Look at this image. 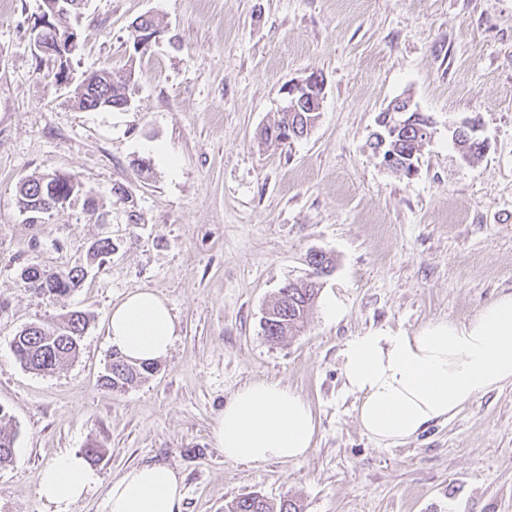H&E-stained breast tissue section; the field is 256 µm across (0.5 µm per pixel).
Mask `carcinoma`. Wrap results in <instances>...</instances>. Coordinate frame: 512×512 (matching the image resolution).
<instances>
[{
	"instance_id": "carcinoma-1",
	"label": "carcinoma",
	"mask_w": 512,
	"mask_h": 512,
	"mask_svg": "<svg viewBox=\"0 0 512 512\" xmlns=\"http://www.w3.org/2000/svg\"><path fill=\"white\" fill-rule=\"evenodd\" d=\"M130 79L131 76L127 74L110 70L91 74L82 80L87 92L74 97V101L83 110H123L130 102ZM315 117L314 112H281L277 120L261 130L260 138L265 144H289L308 134L314 127ZM398 142V151L402 156L398 171L408 176L412 171L411 157L414 150L419 148L417 134L405 131L399 134ZM80 191L81 187L72 175L47 174L24 181L19 189L17 204L32 223L42 227L47 213L64 205ZM115 250L116 244L109 237L97 239L89 247V253L102 261ZM309 264L312 266L311 278L302 283H285L279 288L276 301L263 317L262 331L268 342L275 344L303 329L320 290L318 277L331 271L333 260L324 253H313ZM20 276L33 293L51 298L69 294L81 287L85 271L74 266L47 273L37 265H30L22 268ZM89 321V314L75 311L61 326L45 322L31 323L14 336L13 353L25 368L43 374L51 373L78 355L79 340ZM156 370L155 363H133L114 351L103 375V384L114 391H125L148 379ZM15 441L16 434L10 427V416L0 406L1 465L13 462ZM225 512H300V507L291 498L283 499L275 506L256 493H248L227 503Z\"/></svg>"
}]
</instances>
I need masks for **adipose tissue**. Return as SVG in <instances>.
I'll list each match as a JSON object with an SVG mask.
<instances>
[{"mask_svg":"<svg viewBox=\"0 0 512 512\" xmlns=\"http://www.w3.org/2000/svg\"><path fill=\"white\" fill-rule=\"evenodd\" d=\"M178 326L156 291H130L113 306L110 345L135 363L168 355ZM344 390L358 399L364 434L388 447L453 417L479 395L512 383V294L500 296L466 323L437 321L413 333L375 328L349 338L341 352ZM316 422L308 402L278 381H254L225 402L212 429L225 460H300L313 447ZM99 481L78 454H65L39 477L40 497L54 512ZM182 481L169 466L147 464L115 478L107 512H179Z\"/></svg>","mask_w":512,"mask_h":512,"instance_id":"1","label":"adipose tissue"}]
</instances>
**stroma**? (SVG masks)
Listing matches in <instances>:
<instances>
[{"label": "stroma", "instance_id": "35a3bbf8", "mask_svg": "<svg viewBox=\"0 0 512 512\" xmlns=\"http://www.w3.org/2000/svg\"><path fill=\"white\" fill-rule=\"evenodd\" d=\"M43 8L0 0V406L17 434L14 461L0 465V512H52L41 470L89 448L100 481L71 512H105L112 480L143 464L178 472L180 512H224L250 492L302 512H512V383L381 448L341 374L352 336L464 323L512 293V0H89L70 76L131 72L122 111L80 110L57 85L34 53ZM144 16L160 34L137 52L132 24ZM313 72L324 88L315 128L261 144L284 85ZM407 96L434 131L410 178L368 146L379 113ZM473 116L488 149L467 164L451 129ZM141 158L149 177L133 165ZM54 172L90 190L97 213L78 200L46 227L27 223L19 184ZM103 237L117 249L99 262L88 248ZM314 251L335 267L307 325L268 343L262 317ZM29 265L86 275L46 300L20 278ZM143 287L167 301L179 336L149 380L115 393L100 382L109 312ZM331 299L342 317L326 315ZM73 311L90 315L78 356L46 375L24 368L13 337ZM256 380L310 404L306 458L235 463L216 447L225 401Z\"/></svg>", "mask_w": 512, "mask_h": 512}]
</instances>
